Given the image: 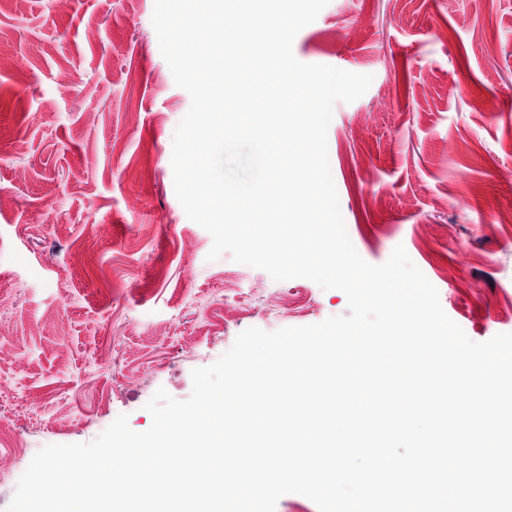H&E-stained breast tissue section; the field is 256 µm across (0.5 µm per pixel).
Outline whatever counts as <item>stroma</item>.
<instances>
[{"label": "stroma", "instance_id": "1", "mask_svg": "<svg viewBox=\"0 0 512 512\" xmlns=\"http://www.w3.org/2000/svg\"><path fill=\"white\" fill-rule=\"evenodd\" d=\"M154 0H0V422L32 450L88 443L119 415L143 432L158 389L244 330L348 311L345 293L208 260L175 194V130L191 105L163 58ZM492 41L473 53V32ZM301 62L372 75L327 131L348 236L380 265L403 246L447 316L484 342L512 333V0H329L295 37ZM70 67L86 74L58 90ZM375 120L362 126L361 117ZM28 142L16 154L15 138ZM291 298L287 311L250 286ZM248 305L251 318L236 311Z\"/></svg>", "mask_w": 512, "mask_h": 512}]
</instances>
